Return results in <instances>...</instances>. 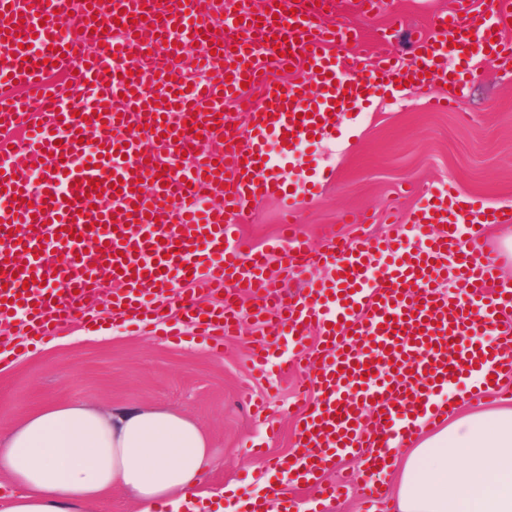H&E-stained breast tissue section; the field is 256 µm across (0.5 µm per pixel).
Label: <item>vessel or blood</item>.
I'll return each instance as SVG.
<instances>
[{
  "mask_svg": "<svg viewBox=\"0 0 512 512\" xmlns=\"http://www.w3.org/2000/svg\"><path fill=\"white\" fill-rule=\"evenodd\" d=\"M456 5L468 23L437 19L406 59L377 37L361 66L333 47L362 42L363 32L335 26L310 0H264L262 15L248 0H0V194L10 202L0 207V319L24 314L45 340L94 315L91 300L116 282L119 315L151 322L147 297L172 295L207 336L238 312L227 302L198 307L194 294L228 285L258 294L254 318L275 315L314 371L297 429L304 452L293 462L308 473L344 455L379 468L375 447L418 435V419L433 428L447 417L435 396L450 383L470 380L468 399L494 398L512 385V287L500 286L482 228L511 225L512 213L460 207L448 188L426 194L388 236L339 238L313 255L286 196L297 146L335 136L331 110L403 82L442 109L431 90L448 79L443 62L469 48L512 71V39L502 35L512 0ZM124 14L138 16L135 29L117 25ZM201 30L220 50L198 43ZM289 66L293 80L276 86L270 72ZM244 86L260 96L239 132L213 106ZM161 154L173 159L163 172ZM184 155L190 164L176 167ZM278 193L273 250L283 271L299 278L321 264L333 279L271 305L268 254H241L236 234L253 200ZM214 196L220 206L208 205ZM29 280L52 284L54 296L26 288ZM447 280L456 296L441 292ZM313 329L314 350L305 344Z\"/></svg>",
  "mask_w": 512,
  "mask_h": 512,
  "instance_id": "obj_1",
  "label": "vessel or blood"
}]
</instances>
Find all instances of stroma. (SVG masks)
I'll use <instances>...</instances> for the list:
<instances>
[{
    "label": "stroma",
    "mask_w": 512,
    "mask_h": 512,
    "mask_svg": "<svg viewBox=\"0 0 512 512\" xmlns=\"http://www.w3.org/2000/svg\"><path fill=\"white\" fill-rule=\"evenodd\" d=\"M452 0H384L362 16L355 0H336L337 22L373 33L391 12L405 24L391 35L390 48L410 53L418 34L435 15L451 13ZM450 73L473 78L458 109L435 112L419 94L392 98L377 92L358 109L342 115L335 138L305 145L303 154L318 168L336 173L333 183L298 194V226L315 250L327 248L333 232L356 238L382 234L393 214H408L414 191L450 183L455 193L489 206L512 205V74L449 58ZM280 201L267 198L239 218L242 251L278 237ZM369 213L373 223H343L346 214ZM240 324L219 335L223 354L175 310L160 313L136 331L111 307L99 304L95 320L74 317L55 339L35 342L20 335L0 361V436L26 414L51 405L86 404L103 409L150 406L184 414L208 436L217 464L203 477L207 490L232 486L245 499L279 494L311 502L309 485L294 481L278 458L296 453V423L302 412L303 383L295 350L272 326L251 316L257 300L236 297ZM272 342L264 376H255L250 352L259 339ZM352 483L333 512H361L362 489L374 482L391 497V475L365 471L359 459L341 458L336 471Z\"/></svg>",
    "instance_id": "obj_1"
}]
</instances>
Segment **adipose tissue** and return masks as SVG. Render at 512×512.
<instances>
[{
	"label": "adipose tissue",
	"instance_id": "1",
	"mask_svg": "<svg viewBox=\"0 0 512 512\" xmlns=\"http://www.w3.org/2000/svg\"><path fill=\"white\" fill-rule=\"evenodd\" d=\"M448 425L384 454L398 512H512V407L477 409L449 386ZM215 464L200 427L179 413L54 405L0 438V512H86L118 489L140 512H236L201 488Z\"/></svg>",
	"mask_w": 512,
	"mask_h": 512
}]
</instances>
